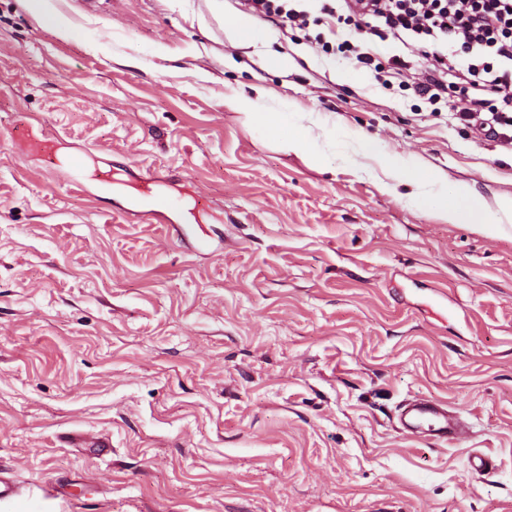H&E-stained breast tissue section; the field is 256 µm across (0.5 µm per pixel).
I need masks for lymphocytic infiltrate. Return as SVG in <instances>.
<instances>
[{
  "instance_id": "obj_1",
  "label": "lymphocytic infiltrate",
  "mask_w": 512,
  "mask_h": 512,
  "mask_svg": "<svg viewBox=\"0 0 512 512\" xmlns=\"http://www.w3.org/2000/svg\"><path fill=\"white\" fill-rule=\"evenodd\" d=\"M243 12L284 30L319 26L310 40L320 54L339 52L357 68L387 73L429 104L460 94L458 119L472 131L512 143V0H238ZM355 36L331 45L340 26ZM419 52L418 62L392 56L377 64V41Z\"/></svg>"
}]
</instances>
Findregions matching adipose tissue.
<instances>
[{"mask_svg":"<svg viewBox=\"0 0 512 512\" xmlns=\"http://www.w3.org/2000/svg\"><path fill=\"white\" fill-rule=\"evenodd\" d=\"M235 110L245 124L256 126L275 139L284 151L299 152L313 161H320L322 150L312 129L294 119L289 112H263L256 102L240 99ZM348 138L356 144L359 153L376 157L389 173L394 186L408 187V201L419 208L436 214L451 224H486L502 227L512 222V200L499 202L490 208L469 186L447 187L441 175L425 169L417 160L380 152L376 144L364 140L357 132Z\"/></svg>","mask_w":512,"mask_h":512,"instance_id":"1","label":"adipose tissue"}]
</instances>
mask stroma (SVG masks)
Wrapping results in <instances>:
<instances>
[{
  "instance_id": "obj_1",
  "label": "stroma",
  "mask_w": 512,
  "mask_h": 512,
  "mask_svg": "<svg viewBox=\"0 0 512 512\" xmlns=\"http://www.w3.org/2000/svg\"><path fill=\"white\" fill-rule=\"evenodd\" d=\"M0 0V485L57 512H512V232L379 186L357 131L512 199V148L236 0ZM287 68L267 67L269 56ZM321 116V163L231 109ZM87 159L81 181L67 167ZM179 195L165 217L145 181ZM467 437H409L412 398ZM492 458L484 478L471 452ZM24 10L31 16L56 27L60 32L69 29L68 22L52 6L51 0H20Z\"/></svg>"
}]
</instances>
